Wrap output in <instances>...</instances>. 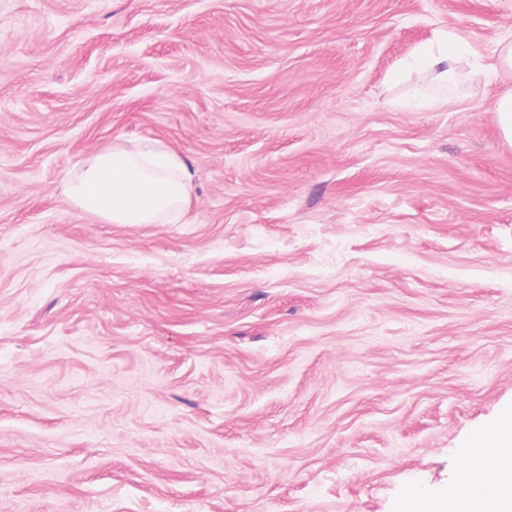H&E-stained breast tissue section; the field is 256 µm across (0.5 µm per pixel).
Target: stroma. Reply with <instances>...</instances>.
<instances>
[{
    "label": "stroma",
    "mask_w": 512,
    "mask_h": 512,
    "mask_svg": "<svg viewBox=\"0 0 512 512\" xmlns=\"http://www.w3.org/2000/svg\"><path fill=\"white\" fill-rule=\"evenodd\" d=\"M512 0H0V512H401L512 407ZM451 95L445 107L414 91ZM155 140L191 203L65 184ZM477 54L469 43L456 34L448 33L436 42L417 49L410 65L423 71H439L440 75H448L455 73L463 60ZM493 112L504 142L512 146V91L496 98ZM66 194L109 224H160L189 204L192 176L184 159L160 142L94 153L78 164Z\"/></svg>",
    "instance_id": "35a3bbf8"
}]
</instances>
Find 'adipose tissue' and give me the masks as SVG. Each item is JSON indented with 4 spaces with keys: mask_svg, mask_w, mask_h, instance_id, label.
Masks as SVG:
<instances>
[{
    "mask_svg": "<svg viewBox=\"0 0 512 512\" xmlns=\"http://www.w3.org/2000/svg\"><path fill=\"white\" fill-rule=\"evenodd\" d=\"M475 49L450 33L417 49L413 64L424 71L455 73ZM192 176L184 159L160 142L112 149L78 164L66 185L70 201L110 224H160L189 204ZM454 482L437 495L417 491L409 512H512V411L496 428L493 441L471 444L462 453Z\"/></svg>",
    "mask_w": 512,
    "mask_h": 512,
    "instance_id": "1",
    "label": "adipose tissue"
}]
</instances>
